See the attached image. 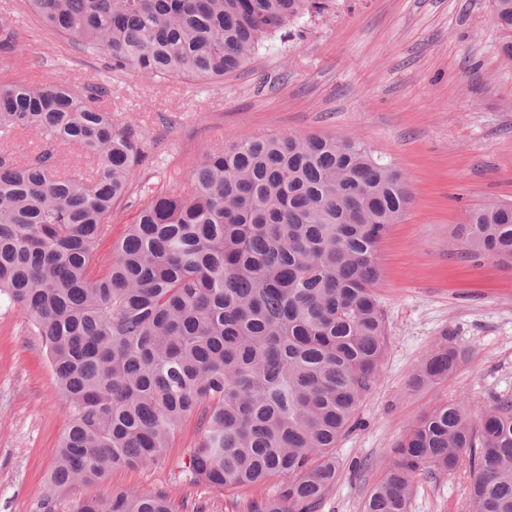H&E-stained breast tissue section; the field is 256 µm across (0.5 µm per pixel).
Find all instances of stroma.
Returning <instances> with one entry per match:
<instances>
[{
    "mask_svg": "<svg viewBox=\"0 0 512 512\" xmlns=\"http://www.w3.org/2000/svg\"><path fill=\"white\" fill-rule=\"evenodd\" d=\"M1 21L17 33L14 79L111 87L113 120L140 123L139 178L155 191L186 186L199 156L246 134L353 136L408 178L413 204L380 249L388 354L360 426L338 445L343 470L321 512H362L392 448L434 405L461 399L476 411L512 396V270L460 246L469 211L512 201V60L500 51L493 0H334L240 74L204 85L112 72L103 57L42 27L25 0H0ZM446 334L468 347L467 360L447 380L413 387L418 364ZM68 422L26 312L0 306V512H45ZM198 437L196 422H186L154 465L61 492L63 512L126 490L166 491L175 512H234L252 489L218 492L180 476ZM359 460L368 468L353 469ZM409 512L472 507L464 481L439 474L419 482Z\"/></svg>",
    "mask_w": 512,
    "mask_h": 512,
    "instance_id": "stroma-1",
    "label": "stroma"
}]
</instances>
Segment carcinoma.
<instances>
[{
	"mask_svg": "<svg viewBox=\"0 0 512 512\" xmlns=\"http://www.w3.org/2000/svg\"><path fill=\"white\" fill-rule=\"evenodd\" d=\"M45 26L112 69L221 80L328 0H26ZM512 59V0H494ZM16 35L0 24V303L43 340L70 421L46 483L57 493L154 463L196 420L182 473L216 491L271 487L240 512H320L385 359L379 252L412 201L406 176L349 136L246 135L190 167L185 193L140 189L107 271L89 266L146 162L137 123L102 106L105 84L8 79ZM71 149L86 162L63 164ZM463 246L512 266V202L468 216ZM468 349L443 341L417 386L444 381ZM364 512H408L420 479L464 473L475 512H512V398L473 420L450 400L403 434ZM73 512H173L160 491L84 499Z\"/></svg>",
	"mask_w": 512,
	"mask_h": 512,
	"instance_id": "obj_1",
	"label": "carcinoma"
}]
</instances>
